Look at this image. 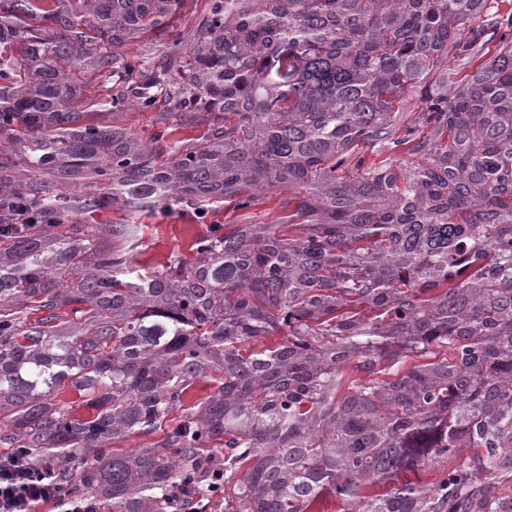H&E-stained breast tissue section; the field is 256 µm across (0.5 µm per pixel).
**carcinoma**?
Masks as SVG:
<instances>
[{
	"instance_id": "cac0c4a2",
	"label": "carcinoma",
	"mask_w": 512,
	"mask_h": 512,
	"mask_svg": "<svg viewBox=\"0 0 512 512\" xmlns=\"http://www.w3.org/2000/svg\"><path fill=\"white\" fill-rule=\"evenodd\" d=\"M55 2L0 0V140L22 159L0 161V208L33 220L0 223L3 458L64 478L84 455L79 483L110 512L201 503L213 449L224 512H312L326 492L345 512H512V7L211 0L192 49L175 33L154 68L130 46L185 0ZM91 78L99 106L162 98L208 123L206 144L85 122ZM66 177L103 184L85 209L286 190L287 224H226L146 271L50 233ZM410 352L428 361L376 378ZM66 383L94 417L56 406ZM176 409L159 446L108 450ZM456 455L429 485L405 476Z\"/></svg>"
}]
</instances>
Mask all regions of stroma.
<instances>
[{
  "label": "stroma",
  "instance_id": "35a3bbf8",
  "mask_svg": "<svg viewBox=\"0 0 512 512\" xmlns=\"http://www.w3.org/2000/svg\"><path fill=\"white\" fill-rule=\"evenodd\" d=\"M208 0H186L183 8L164 27L140 35L134 49L147 65L158 67L166 63L170 35L174 32L191 34L200 23ZM90 121L103 125H119L143 139H150L161 126L169 128V144L179 147L186 143L204 144L208 136L207 125H197L188 119L164 117L162 105L142 108L132 104L112 112L93 110ZM287 191H266L259 205L240 209L234 202H205L186 205L159 202L152 206L130 208L114 204L105 208L76 210L69 216L70 223L93 226L96 224H133L137 231L131 238H112L108 247L132 256L143 269H160L177 260L193 259L196 241L213 228L224 224H277L284 214L283 201Z\"/></svg>",
  "mask_w": 512,
  "mask_h": 512
}]
</instances>
